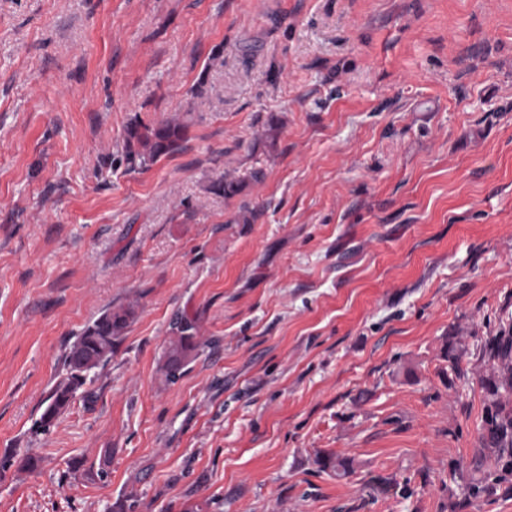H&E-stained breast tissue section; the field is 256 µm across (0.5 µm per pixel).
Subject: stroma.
<instances>
[{
    "label": "stroma",
    "mask_w": 512,
    "mask_h": 512,
    "mask_svg": "<svg viewBox=\"0 0 512 512\" xmlns=\"http://www.w3.org/2000/svg\"><path fill=\"white\" fill-rule=\"evenodd\" d=\"M510 323L512 0H0V512H512L452 470ZM187 125L177 119L154 125L131 123L126 128L125 148L130 161L155 162L176 152L186 139ZM134 314L132 307L106 310L81 334L74 336L63 357L64 373L46 397L47 405L35 422L34 433L48 431L87 380H91L90 373L112 358ZM172 329L177 336L169 347L165 369L171 379H176L193 360L200 345L197 340L198 326L194 320L177 318Z\"/></svg>",
    "instance_id": "35a3bbf8"
}]
</instances>
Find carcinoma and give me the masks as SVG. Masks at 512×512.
Segmentation results:
<instances>
[{
	"instance_id": "cac0c4a2",
	"label": "carcinoma",
	"mask_w": 512,
	"mask_h": 512,
	"mask_svg": "<svg viewBox=\"0 0 512 512\" xmlns=\"http://www.w3.org/2000/svg\"><path fill=\"white\" fill-rule=\"evenodd\" d=\"M187 125L177 119L154 125L132 123L126 128L125 148L130 161L155 162L176 152L186 139ZM134 317L131 307L109 309L103 312L81 334L74 337L63 357V374L45 399L46 407L35 422L34 432H46L53 421L68 406L78 391L89 380L90 373L112 358L115 347ZM176 334L165 363L167 375L175 379L195 357L199 347L198 326L192 319L180 317L172 324ZM483 356L489 372L480 378L484 393V415L474 450L475 470L489 460L492 469L467 483L463 500L470 502L490 497L505 483L512 484V325L501 327L486 339ZM320 471H348L349 462L331 454L317 457Z\"/></svg>"
}]
</instances>
